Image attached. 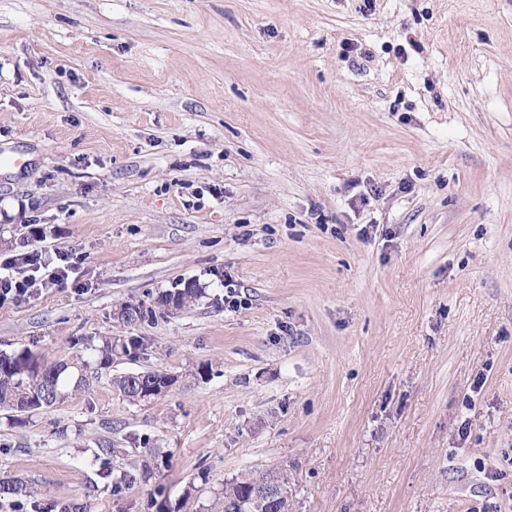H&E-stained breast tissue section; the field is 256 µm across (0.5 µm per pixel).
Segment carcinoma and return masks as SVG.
Returning <instances> with one entry per match:
<instances>
[{"mask_svg":"<svg viewBox=\"0 0 512 512\" xmlns=\"http://www.w3.org/2000/svg\"><path fill=\"white\" fill-rule=\"evenodd\" d=\"M202 295V288L194 281L158 296V304L165 310H180L193 305ZM138 346L135 338L114 340L101 337L86 340L83 349L73 359L47 363L29 351L0 352V408L30 412L59 404L73 395L87 390L92 376L112 366L116 356L131 354ZM175 376L160 370L128 373L115 380L120 394L132 402H149L163 394ZM153 475L150 465L144 463L131 468L112 471V487L119 489L135 480L148 481ZM273 480L288 499L287 480L277 471L258 477L234 479L224 483L223 512H275L265 502L252 495L253 485ZM32 487L19 477L0 479V496H29Z\"/></svg>","mask_w":512,"mask_h":512,"instance_id":"cac0c4a2","label":"carcinoma"}]
</instances>
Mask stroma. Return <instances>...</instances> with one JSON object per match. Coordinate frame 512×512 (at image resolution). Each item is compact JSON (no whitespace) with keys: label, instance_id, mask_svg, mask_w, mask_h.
Wrapping results in <instances>:
<instances>
[{"label":"stroma","instance_id":"35a3bbf8","mask_svg":"<svg viewBox=\"0 0 512 512\" xmlns=\"http://www.w3.org/2000/svg\"><path fill=\"white\" fill-rule=\"evenodd\" d=\"M1 237L80 260L0 351L143 346L0 408L38 490L0 512H218L274 469L292 512H512V0H0ZM146 370L179 383L112 385ZM201 295L202 288L195 281H188L182 288H174L173 291L162 293L158 296L157 303L167 311L180 310L193 305ZM175 376L160 370L128 373L113 380L120 394L132 402H149L162 395ZM153 471L147 463L141 466H133L131 468H121L112 470V487L119 489L122 485L131 483L135 480L149 481L152 477Z\"/></svg>","mask_w":512,"mask_h":512}]
</instances>
